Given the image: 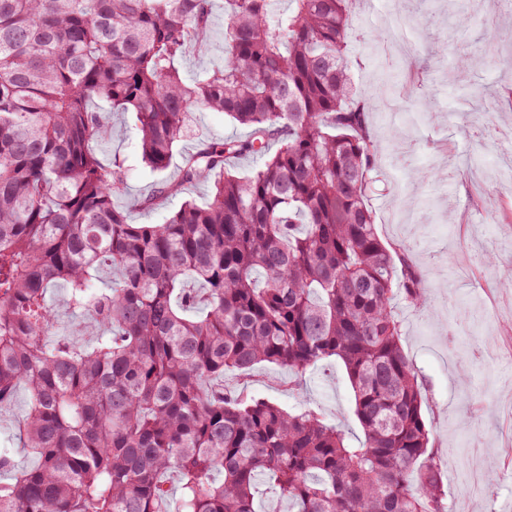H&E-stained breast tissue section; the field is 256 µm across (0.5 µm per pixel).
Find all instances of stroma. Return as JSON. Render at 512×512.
Instances as JSON below:
<instances>
[{
    "mask_svg": "<svg viewBox=\"0 0 512 512\" xmlns=\"http://www.w3.org/2000/svg\"><path fill=\"white\" fill-rule=\"evenodd\" d=\"M447 11L448 0H357L346 56L359 94L377 105L371 121L378 182L370 197L377 231L393 246L419 241L409 258L425 278L429 303L417 308L400 295L394 310L421 379L424 418L448 503L454 512H512V290L498 286L512 276V186L489 176L492 167L512 165V150L488 144L477 167H467L468 126L456 111L471 92L488 90L487 122L499 124L502 136L512 135L511 127L499 123L503 93L512 88V49L474 73H458L452 64L459 51L481 50L484 37L508 18L486 0L460 30L445 20ZM436 45L441 55L431 54ZM423 94L429 110L408 131L392 112L416 109ZM97 109L110 135L95 148L104 162L121 161L125 189L115 203L129 209L136 224H160L185 201L204 202L207 186L197 183L153 208L130 206L160 183L176 180L184 157L201 142L251 133L224 113L194 111L189 137L176 145L165 170L154 171L142 160L134 114L115 111L106 101ZM407 143L413 167L442 168L445 179L430 183L408 176L395 161ZM488 250L497 256L494 269L474 267L473 258ZM212 386L290 412L305 405L347 437L362 434L346 370L334 358L300 375L262 363L245 374L225 372ZM28 403L21 387L0 407V448L13 449L22 468L37 463L18 445Z\"/></svg>",
    "mask_w": 512,
    "mask_h": 512,
    "instance_id": "stroma-1",
    "label": "stroma"
}]
</instances>
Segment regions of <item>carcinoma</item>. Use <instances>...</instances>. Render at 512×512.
Masks as SVG:
<instances>
[{
    "mask_svg": "<svg viewBox=\"0 0 512 512\" xmlns=\"http://www.w3.org/2000/svg\"><path fill=\"white\" fill-rule=\"evenodd\" d=\"M279 2L224 0L223 56L187 81L178 63L208 47L214 0H0V406L26 386L19 439L38 459L18 469L0 448V512H167L170 472L177 512H255L262 482L288 512H450L391 306L397 290L423 306L425 280L368 205L373 106L344 60L351 0ZM100 99L135 113L155 170L193 110L252 133L203 144L131 207L202 180L207 203L133 224L114 205L121 164L94 149ZM249 155L266 160L236 173ZM56 283L92 348L53 331ZM331 357L355 443L312 409L207 388L226 370L301 375Z\"/></svg>",
    "mask_w": 512,
    "mask_h": 512,
    "instance_id": "1",
    "label": "carcinoma"
}]
</instances>
